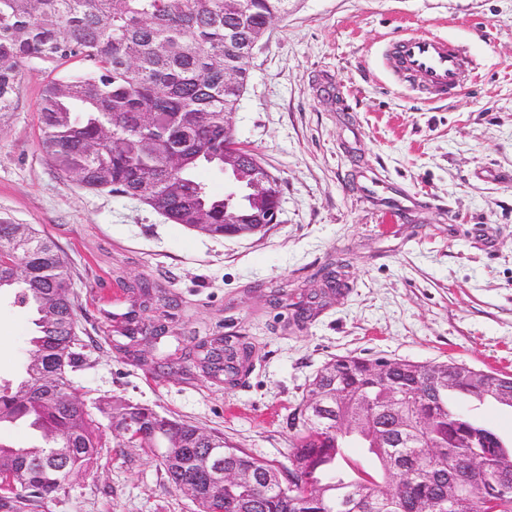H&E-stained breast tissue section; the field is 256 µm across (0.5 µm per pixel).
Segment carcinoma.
Instances as JSON below:
<instances>
[{
  "instance_id": "obj_1",
  "label": "carcinoma",
  "mask_w": 512,
  "mask_h": 512,
  "mask_svg": "<svg viewBox=\"0 0 512 512\" xmlns=\"http://www.w3.org/2000/svg\"><path fill=\"white\" fill-rule=\"evenodd\" d=\"M292 0H0V118L18 102L19 65L31 59L91 62L54 79L38 106L41 147L57 169L89 189L149 205L174 224L209 236L265 234L246 217L274 196L247 185L258 173L231 147L224 113L237 110L254 50ZM208 166L242 189L215 196L197 180ZM33 314L23 372L0 379V430L25 426V443L0 441V479L26 492L0 498V512H33L85 471L113 442L156 456L167 480L189 485L196 512H512V440L478 421L464 403L512 409V374L459 361L332 358L308 381L288 415L289 453L279 467L224 439L122 398L90 403L68 372L82 364L68 266L61 248L31 224L0 220V297ZM123 321L115 349L138 366L170 373L191 360L204 376L233 382L249 363L243 336H212L183 356L146 357L134 346L160 341L171 314ZM108 421L107 438L99 418ZM363 448L374 469L346 459ZM224 449L227 479L203 490L201 462ZM276 473L268 484L238 474Z\"/></svg>"
}]
</instances>
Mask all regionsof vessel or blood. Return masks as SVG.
<instances>
[{
  "mask_svg": "<svg viewBox=\"0 0 512 512\" xmlns=\"http://www.w3.org/2000/svg\"><path fill=\"white\" fill-rule=\"evenodd\" d=\"M386 65L393 75L412 79L417 92L428 100L445 99L460 92L466 71L462 54L431 32L396 40Z\"/></svg>",
  "mask_w": 512,
  "mask_h": 512,
  "instance_id": "vessel-or-blood-1",
  "label": "vessel or blood"
}]
</instances>
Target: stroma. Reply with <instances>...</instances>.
<instances>
[{
	"label": "stroma",
	"mask_w": 512,
	"mask_h": 512,
	"mask_svg": "<svg viewBox=\"0 0 512 512\" xmlns=\"http://www.w3.org/2000/svg\"><path fill=\"white\" fill-rule=\"evenodd\" d=\"M407 30L473 55L459 95L426 101L386 76L381 50ZM86 69L24 63L18 106L0 119V219L35 225L65 253L78 396L143 404L283 464L288 415L332 357L512 374V0H296L273 21L235 114L237 142L281 186L262 236L213 238L57 170L37 104L48 81ZM334 263L343 287L331 294L321 270ZM139 281L176 304L167 352L184 336L249 338L235 383L195 368L162 377L116 352L113 318ZM32 331L30 315L0 304V376L20 369ZM194 509L153 456L111 447L38 512Z\"/></svg>",
	"instance_id": "35a3bbf8"
}]
</instances>
